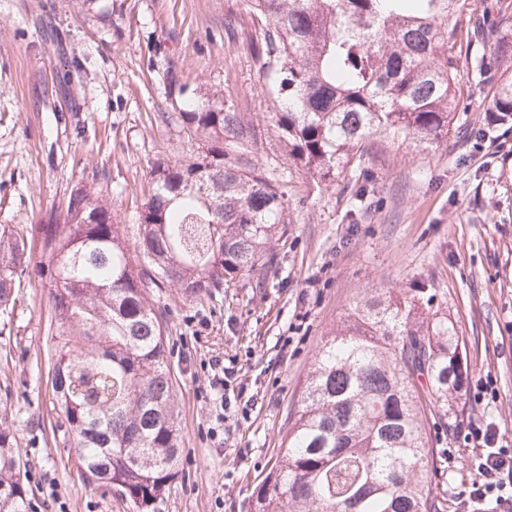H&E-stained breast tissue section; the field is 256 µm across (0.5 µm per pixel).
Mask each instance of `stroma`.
Returning <instances> with one entry per match:
<instances>
[{
    "label": "stroma",
    "mask_w": 512,
    "mask_h": 512,
    "mask_svg": "<svg viewBox=\"0 0 512 512\" xmlns=\"http://www.w3.org/2000/svg\"><path fill=\"white\" fill-rule=\"evenodd\" d=\"M250 36L244 0H0V224L46 223L91 184L135 239L152 165L199 146L169 115L165 71L223 89L265 130L249 159L279 176L288 234L271 244L273 267L213 300L171 286L151 296L169 328L183 472L156 512H250L327 335L349 324L358 298L419 284L467 350L469 381L449 397L463 413L435 441L451 455L436 481L452 498L448 512H461L478 454L469 424L491 416L512 432V131L477 137L489 99L472 89L461 55L470 90L455 132L429 152L380 154L375 196L351 214L348 188L317 187L290 167ZM52 332L47 289L22 280L14 306L0 311V406L35 512H137L92 491L51 428ZM215 359L231 372L220 414L209 387Z\"/></svg>",
    "instance_id": "35a3bbf8"
}]
</instances>
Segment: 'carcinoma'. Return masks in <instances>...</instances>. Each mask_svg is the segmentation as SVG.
I'll use <instances>...</instances> for the list:
<instances>
[{
	"instance_id": "1",
	"label": "carcinoma",
	"mask_w": 512,
	"mask_h": 512,
	"mask_svg": "<svg viewBox=\"0 0 512 512\" xmlns=\"http://www.w3.org/2000/svg\"><path fill=\"white\" fill-rule=\"evenodd\" d=\"M250 50L292 166L325 186H352L355 210L374 192L371 164L393 146L423 152L448 138L463 86L459 58L475 30L468 0H245ZM512 0L486 20L501 26ZM491 89L489 125L512 129V35L471 58ZM168 96L196 155L150 169L135 246L112 206L83 186L35 227L0 224V309L29 276L49 288L52 411L75 445L84 481L154 512L179 476L180 438L166 326L150 291L216 296L274 261L288 231L277 179L246 156L263 130L224 91L188 92L175 70ZM427 288L364 296L353 323L319 351L294 423L260 481L252 512H448L434 483L448 427V390L462 350L448 316L418 319ZM17 439L0 418V512H32Z\"/></svg>"
}]
</instances>
